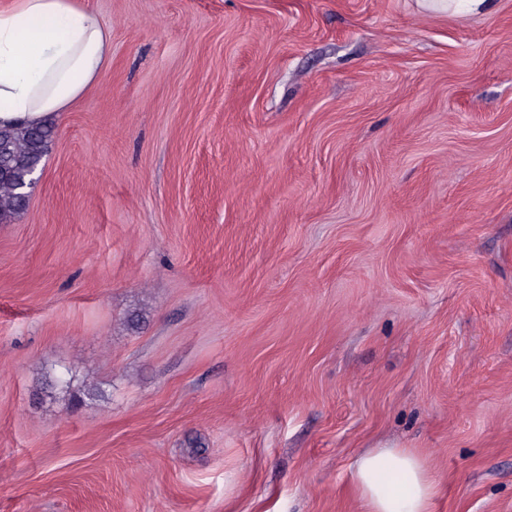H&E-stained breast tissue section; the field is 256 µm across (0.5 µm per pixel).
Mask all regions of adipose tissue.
I'll use <instances>...</instances> for the list:
<instances>
[{
	"mask_svg": "<svg viewBox=\"0 0 512 512\" xmlns=\"http://www.w3.org/2000/svg\"><path fill=\"white\" fill-rule=\"evenodd\" d=\"M111 55V31L81 0L0 6V122L40 124L71 108ZM349 482L362 512H433L441 483L414 448L358 455Z\"/></svg>",
	"mask_w": 512,
	"mask_h": 512,
	"instance_id": "obj_1",
	"label": "adipose tissue"
}]
</instances>
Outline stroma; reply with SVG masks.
Returning <instances> with one entry per match:
<instances>
[{"instance_id":"1","label":"stroma","mask_w":512,"mask_h":512,"mask_svg":"<svg viewBox=\"0 0 512 512\" xmlns=\"http://www.w3.org/2000/svg\"><path fill=\"white\" fill-rule=\"evenodd\" d=\"M109 61L0 223V512H512V0H82ZM494 0H421L424 9L448 12L452 9L456 13L470 14L490 13L494 6ZM349 482L363 512H433L441 483L415 448L380 445L358 455Z\"/></svg>"}]
</instances>
